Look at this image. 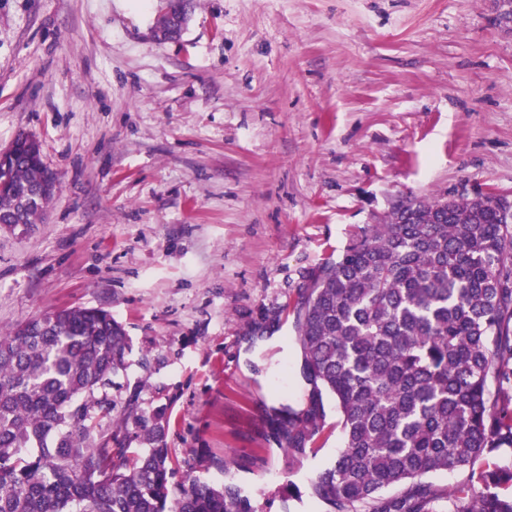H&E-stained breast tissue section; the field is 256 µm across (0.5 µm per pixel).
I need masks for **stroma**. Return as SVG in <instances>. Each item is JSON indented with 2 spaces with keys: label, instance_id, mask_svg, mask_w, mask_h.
<instances>
[{
  "label": "stroma",
  "instance_id": "35a3bbf8",
  "mask_svg": "<svg viewBox=\"0 0 512 512\" xmlns=\"http://www.w3.org/2000/svg\"><path fill=\"white\" fill-rule=\"evenodd\" d=\"M0 0V149L41 144L59 188L39 224L0 227V336L102 307L131 339L111 395L164 409L172 486L241 488L300 512L314 465L272 409L309 388L293 317L308 273L402 197L512 201V26L495 0Z\"/></svg>",
  "mask_w": 512,
  "mask_h": 512
}]
</instances>
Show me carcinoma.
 Returning <instances> with one entry per match:
<instances>
[{
    "label": "carcinoma",
    "instance_id": "obj_1",
    "mask_svg": "<svg viewBox=\"0 0 512 512\" xmlns=\"http://www.w3.org/2000/svg\"><path fill=\"white\" fill-rule=\"evenodd\" d=\"M47 179L18 134L0 165V224L37 223ZM408 202L309 275L295 309L310 392L287 411V447L316 443L332 400L344 448L310 484L328 512H512V467L482 465L512 449V224L491 197ZM130 351L98 307L0 336V512H251L239 490L198 478L172 491L163 410L130 404L101 430ZM448 470L469 476L451 493L428 481Z\"/></svg>",
    "mask_w": 512,
    "mask_h": 512
}]
</instances>
